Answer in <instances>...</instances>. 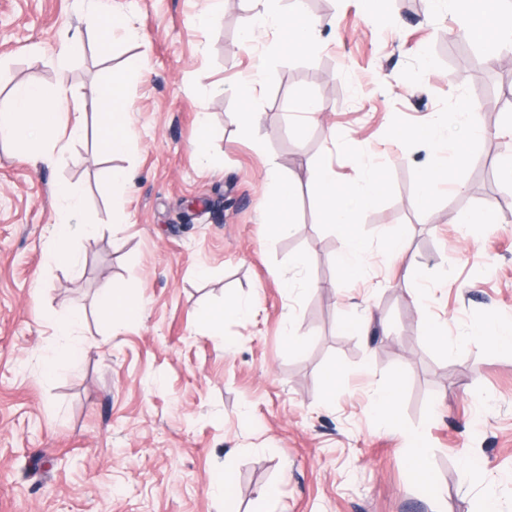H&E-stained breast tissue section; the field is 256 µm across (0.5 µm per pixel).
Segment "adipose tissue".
<instances>
[{
    "label": "adipose tissue",
    "mask_w": 512,
    "mask_h": 512,
    "mask_svg": "<svg viewBox=\"0 0 512 512\" xmlns=\"http://www.w3.org/2000/svg\"><path fill=\"white\" fill-rule=\"evenodd\" d=\"M252 12V24L243 31L240 42L249 44L259 30H275L288 33L293 50L310 55L320 48L321 21L302 19L297 12L281 8V0H248ZM460 33L468 38H479L480 32L473 27L474 10L494 6L498 20L496 38L512 46V0H455ZM126 72L111 74L105 88L92 90L89 98H71L66 88H58L56 103H48L44 90L37 84L25 83L13 88L10 95L0 100V138L29 146L27 162L37 165L49 163L54 153L64 150L67 143L83 137L85 133L86 107L97 112L99 137L106 153L124 154L130 144L131 105L125 94ZM363 182L353 193L352 201L336 196V175L327 165L320 166L311 181L314 192L323 201L324 223L336 225L343 238V246L336 257L339 268L348 274L361 270L370 260V252L357 232L358 216L369 202L381 191V183L370 163H363ZM53 196L60 215L54 224V233L46 250L48 263L79 271L82 257L76 251L71 238L75 231L91 235L95 225L85 224L73 229L70 218L83 205V190L79 185L56 186ZM97 304L102 313L112 314L120 322L139 320L143 313L139 295L122 288L104 286ZM82 315L74 311L66 314L54 325L57 344L52 354L44 360L45 374H52L60 361L75 358L81 352L84 341L78 331Z\"/></svg>",
    "instance_id": "adipose-tissue-1"
}]
</instances>
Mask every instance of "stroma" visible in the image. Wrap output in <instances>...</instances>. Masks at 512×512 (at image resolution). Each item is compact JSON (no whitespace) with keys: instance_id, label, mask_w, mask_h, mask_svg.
Here are the masks:
<instances>
[{"instance_id":"obj_1","label":"stroma","mask_w":512,"mask_h":512,"mask_svg":"<svg viewBox=\"0 0 512 512\" xmlns=\"http://www.w3.org/2000/svg\"><path fill=\"white\" fill-rule=\"evenodd\" d=\"M384 5L367 20L361 0H303V17L328 25L320 50L301 55L279 51L284 35L270 30L240 46L246 0H224L202 29L193 19L206 0H118L136 38L84 32L82 51L61 64L55 49L79 26L75 0H0V99L19 83L79 96L147 56L126 86L125 156L104 154L93 113L86 137L49 164L0 141V512H480L489 498L512 512V348L470 339L477 325L512 318V183L494 170L512 152V102L495 113L480 104L486 83L503 90L496 16L472 18L487 59L479 75L461 65L454 6ZM412 70L415 85L405 81ZM253 78L258 123L246 135L243 103L211 88ZM304 96L321 102L319 115L296 112ZM464 101L480 105L488 130L478 141L448 132L467 158L465 189L441 178L420 196L433 152L401 132ZM202 112L208 169L191 148ZM363 159L382 190L359 216L372 262L348 276L336 263L339 231L309 186L327 163L349 193ZM115 167L133 169L127 188L113 186ZM277 178L295 188L285 237L260 217ZM57 182L82 187L74 221L98 226L73 241L77 274L43 259ZM199 199L212 207L193 209ZM493 200L490 223H457ZM396 235L407 250L392 258ZM409 266L415 277H404ZM106 285L138 290L141 319L118 329L102 318ZM229 300L253 311L212 335L202 315ZM72 309L86 349L44 375L52 324ZM431 320L446 325L442 339L427 334ZM392 384L400 396L388 418L372 400ZM415 435L429 492L407 463ZM219 474L220 499L210 493ZM271 486L279 501L266 498Z\"/></svg>"}]
</instances>
